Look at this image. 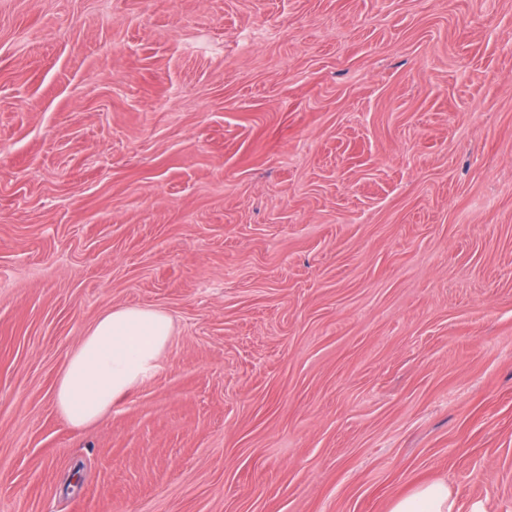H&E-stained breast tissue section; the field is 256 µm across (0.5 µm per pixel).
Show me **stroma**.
Segmentation results:
<instances>
[{
	"label": "stroma",
	"instance_id": "35a3bbf8",
	"mask_svg": "<svg viewBox=\"0 0 512 512\" xmlns=\"http://www.w3.org/2000/svg\"><path fill=\"white\" fill-rule=\"evenodd\" d=\"M155 370L54 405L116 307ZM512 512V0H0V512ZM171 331V319L153 309L122 307L102 315L59 378L54 402L60 415L74 427L100 419L154 370ZM454 501L447 483L433 481L418 485L392 503L390 512H453Z\"/></svg>",
	"mask_w": 512,
	"mask_h": 512
}]
</instances>
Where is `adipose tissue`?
Returning a JSON list of instances; mask_svg holds the SVG:
<instances>
[{
  "label": "adipose tissue",
  "mask_w": 512,
  "mask_h": 512,
  "mask_svg": "<svg viewBox=\"0 0 512 512\" xmlns=\"http://www.w3.org/2000/svg\"><path fill=\"white\" fill-rule=\"evenodd\" d=\"M172 322L163 312L122 307L102 315L69 357L54 396L70 425L96 422L118 398L130 392L155 368ZM447 483L427 482L394 500L390 512H453Z\"/></svg>",
  "instance_id": "1"
}]
</instances>
